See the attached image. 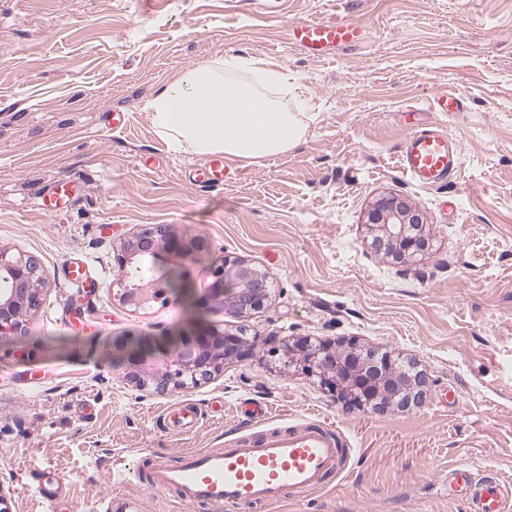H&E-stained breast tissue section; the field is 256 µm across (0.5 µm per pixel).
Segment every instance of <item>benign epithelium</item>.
I'll return each mask as SVG.
<instances>
[{
    "mask_svg": "<svg viewBox=\"0 0 512 512\" xmlns=\"http://www.w3.org/2000/svg\"><path fill=\"white\" fill-rule=\"evenodd\" d=\"M421 223V216L405 199L383 196L369 214L371 245L397 263L412 261L430 248ZM207 250L208 240L202 236L185 239L162 224L141 229L117 249L119 266L125 272L120 301L137 308L162 296L145 280L132 277V269L140 261L162 254L188 258ZM0 279L7 284L0 289V334H21L27 329L28 317L40 307V265L31 256H13L0 248ZM270 290L267 276L249 261L226 258L211 266L210 282L194 298V304L202 310H228L247 318L267 306ZM252 349L253 341L246 338L243 327L229 332L198 326L177 336L169 349L128 345L118 350V359L125 378L135 387L151 385L164 391L195 386L211 378L224 363L245 360ZM284 356L288 364L303 363L305 370L319 377L338 398L363 410L408 405L424 393L422 374L407 379L400 376L399 361L389 353L353 346L338 353L324 342L303 338L284 345Z\"/></svg>",
    "mask_w": 512,
    "mask_h": 512,
    "instance_id": "1",
    "label": "benign epithelium"
}]
</instances>
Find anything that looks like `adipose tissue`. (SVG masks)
Instances as JSON below:
<instances>
[{
  "label": "adipose tissue",
  "instance_id": "obj_1",
  "mask_svg": "<svg viewBox=\"0 0 512 512\" xmlns=\"http://www.w3.org/2000/svg\"><path fill=\"white\" fill-rule=\"evenodd\" d=\"M146 109L175 151L249 163L291 152L316 118L303 92L289 90L280 65L232 56L179 73Z\"/></svg>",
  "mask_w": 512,
  "mask_h": 512
}]
</instances>
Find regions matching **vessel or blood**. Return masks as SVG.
Returning a JSON list of instances; mask_svg holds the SVG:
<instances>
[{"mask_svg":"<svg viewBox=\"0 0 512 512\" xmlns=\"http://www.w3.org/2000/svg\"><path fill=\"white\" fill-rule=\"evenodd\" d=\"M358 22L305 18L288 29L291 44L316 58H328L337 48L363 40ZM403 170L421 186L453 179L462 164L459 142L434 125L413 131L400 149ZM196 182L210 188L223 185L224 162L213 159L196 172ZM78 178L57 180L48 197L54 210L68 208L77 196ZM350 451L336 431L309 418L259 438L229 437L223 447L177 456L157 455L147 468L121 458L112 464V489L98 502V512H145L143 491L170 493L175 505L205 502L214 512L227 506H270L288 495L303 499L324 489L327 479L340 473ZM450 491L464 500L468 512H512V495L498 478L475 479L470 468L450 469ZM140 491H125L128 483Z\"/></svg>","mask_w":512,"mask_h":512,"instance_id":"b4317fda","label":"vessel or blood"}]
</instances>
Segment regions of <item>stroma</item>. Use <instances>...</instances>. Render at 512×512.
Instances as JSON below:
<instances>
[{
    "mask_svg": "<svg viewBox=\"0 0 512 512\" xmlns=\"http://www.w3.org/2000/svg\"><path fill=\"white\" fill-rule=\"evenodd\" d=\"M355 19L364 43L333 58L287 39L305 18ZM224 56L287 68L318 114L292 152L226 160L224 184L194 181L205 157L160 140L147 102L182 71ZM460 93L450 116L425 110ZM126 113L113 132L107 113ZM462 144L458 175L416 184L397 163L418 126ZM81 181L70 208L39 196ZM396 194L424 220L431 250L398 263L371 248L367 221ZM152 224L205 236L208 253L176 263L162 299L119 300L121 242ZM0 247L35 257L44 287L22 336H0V500L47 512L52 466L59 512H93L113 460L222 447L317 417L353 453L331 488L267 512H464L449 468L500 477L512 493V0H0ZM249 260L272 283L246 319L193 303L214 262ZM86 262L96 290L65 280ZM246 326L258 343L205 383L160 393L124 378V340L163 345L198 325ZM300 337L391 352L428 378L422 401L383 411L346 405L280 348ZM190 400L202 418L175 434L161 415ZM270 410L248 423L242 410Z\"/></svg>",
    "mask_w": 512,
    "mask_h": 512,
    "instance_id": "stroma-1",
    "label": "stroma"
}]
</instances>
